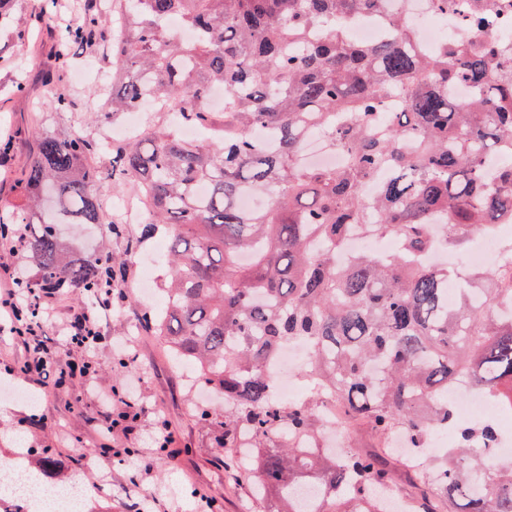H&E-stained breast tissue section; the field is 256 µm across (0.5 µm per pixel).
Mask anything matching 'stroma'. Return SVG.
I'll list each match as a JSON object with an SVG mask.
<instances>
[{
  "label": "stroma",
  "instance_id": "35a3bbf8",
  "mask_svg": "<svg viewBox=\"0 0 512 512\" xmlns=\"http://www.w3.org/2000/svg\"><path fill=\"white\" fill-rule=\"evenodd\" d=\"M53 51V40L46 34L41 44L12 46L0 55V132L16 142L8 161L0 164V212L24 205L13 184L32 143L31 108H46L47 122L59 134L75 130L94 139L97 149L88 158L90 164L107 167L112 156L113 133L92 120L99 106V89L111 83L112 70L89 49L74 50L73 72L66 75L62 88L78 100L77 110L49 111L57 91L51 86L37 88L26 101H19L18 86L46 66ZM140 232L137 224L123 225L118 234L107 224H65L61 239L69 248L87 252L120 254L134 240L143 255L165 249V231H157L144 242ZM143 275L141 264L126 267L120 280L124 302L112 311L97 313L101 340L93 350L96 370L86 384L71 380L60 386L43 385L34 376L18 373L13 339L0 332V466L13 463L20 452L30 461L42 450H50L69 477L82 478L91 496L108 500L112 512H130L134 502L145 498L158 501L162 512H204L209 499L221 504L223 512H259L248 487L224 468L217 427L204 425L199 418L201 410H223V402L201 392L194 375L175 366L156 337L143 327V315L150 308L138 295ZM130 379L135 382L131 398L139 416L137 432L127 436L115 431L111 445L119 451L135 449V456L108 462L89 460L87 451L101 437L105 393L124 391ZM44 413L51 425L39 432L28 426V419ZM159 415L171 423L181 454L174 460L153 455L150 469L145 470L137 455L146 452Z\"/></svg>",
  "mask_w": 512,
  "mask_h": 512
}]
</instances>
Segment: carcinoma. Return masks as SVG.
I'll list each match as a JSON object with an SVG mask.
<instances>
[{
	"label": "carcinoma",
	"instance_id": "carcinoma-1",
	"mask_svg": "<svg viewBox=\"0 0 512 512\" xmlns=\"http://www.w3.org/2000/svg\"><path fill=\"white\" fill-rule=\"evenodd\" d=\"M13 0H0V31L14 26ZM126 16L111 44L112 94L94 115L105 129L146 102L182 121L212 127L207 107L224 88V138L189 141L165 124L112 145L110 167L83 163L96 144L79 132L35 138L18 188L25 208L1 224H24L22 250L35 279L56 291L92 296L118 287L122 255L65 250L57 224H99V192L136 183L150 237L168 230L161 311L152 332L191 365L196 383L224 397L211 418L222 433L224 466L250 486L262 512H386L376 491L396 485L401 462L383 448L338 459L298 440L320 436L313 404L283 403L268 363L291 340L309 343L307 370L341 401L345 422H365L387 442L410 448L451 428L456 447L418 482L419 512H512V464L493 466L496 422L458 426L448 386L464 376L476 392L512 387V317L495 308L512 298V264L472 274L454 305L458 270L420 257L437 245L460 251L470 238L512 222V66L494 36L419 49L406 18L387 41L359 44L334 18L376 12L381 0H120ZM195 32L177 41L166 22ZM39 24L53 60L32 82L58 86L76 46H101L112 33L100 0L56 27L45 6ZM467 85L470 98L450 92ZM400 100V110L387 104ZM329 124L339 168L304 160L306 136ZM387 171L379 193L366 186ZM262 193L266 207L239 197ZM444 233L435 237L434 217ZM394 237L400 251L336 262L348 226ZM57 460L34 468L54 482Z\"/></svg>",
	"mask_w": 512,
	"mask_h": 512
}]
</instances>
